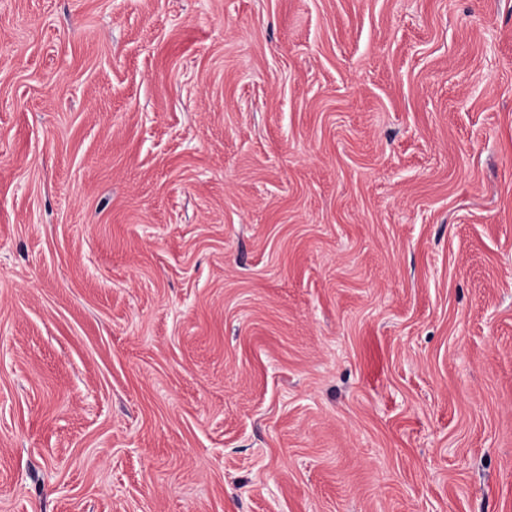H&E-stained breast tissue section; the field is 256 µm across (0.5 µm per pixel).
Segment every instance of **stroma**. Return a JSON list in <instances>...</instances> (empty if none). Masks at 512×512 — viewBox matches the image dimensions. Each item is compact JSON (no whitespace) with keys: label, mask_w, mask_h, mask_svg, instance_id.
<instances>
[{"label":"stroma","mask_w":512,"mask_h":512,"mask_svg":"<svg viewBox=\"0 0 512 512\" xmlns=\"http://www.w3.org/2000/svg\"><path fill=\"white\" fill-rule=\"evenodd\" d=\"M0 512H512V0H0Z\"/></svg>","instance_id":"1"}]
</instances>
